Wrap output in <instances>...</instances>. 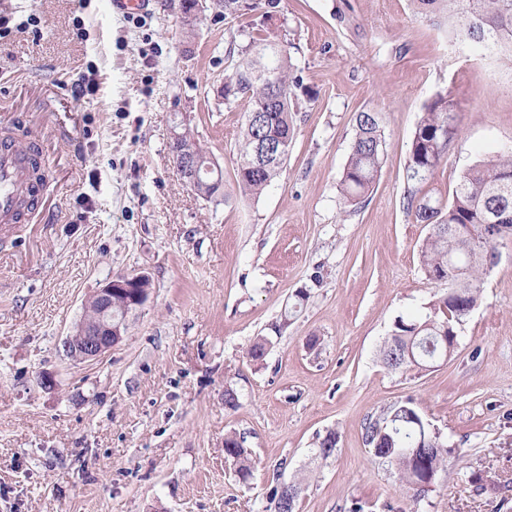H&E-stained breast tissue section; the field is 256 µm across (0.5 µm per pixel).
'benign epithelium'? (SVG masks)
Wrapping results in <instances>:
<instances>
[{
	"mask_svg": "<svg viewBox=\"0 0 512 512\" xmlns=\"http://www.w3.org/2000/svg\"><path fill=\"white\" fill-rule=\"evenodd\" d=\"M182 180L190 187L199 182V163L192 157L172 152ZM144 274H118L105 281L89 297L85 314L74 334L65 338L66 355L76 361L97 360L119 343L127 329L129 315L146 303L149 290L141 287ZM123 298L121 314L112 313V299Z\"/></svg>",
	"mask_w": 512,
	"mask_h": 512,
	"instance_id": "benign-epithelium-1",
	"label": "benign epithelium"
}]
</instances>
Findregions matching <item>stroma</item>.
<instances>
[{"label":"stroma","instance_id":"stroma-1","mask_svg":"<svg viewBox=\"0 0 512 512\" xmlns=\"http://www.w3.org/2000/svg\"><path fill=\"white\" fill-rule=\"evenodd\" d=\"M0 18V112L18 113V138L55 160L45 210L0 242V512H269L288 481L300 484L295 512L356 501L364 512H512V239L498 243L447 361L418 375L378 359L397 317L448 291L426 280L428 228L406 209L415 126L436 94L453 101L457 133L428 185L451 200L465 169L512 147L511 65L451 46L409 0H281L277 23L309 94L294 105L280 175L259 199L228 203L191 191L169 145L187 121L234 189L247 105L219 95L234 71L224 50L258 12L205 15L190 38L177 0L133 15L110 0H0ZM85 75L98 90L75 99ZM364 111L382 115L385 155L345 211L340 180ZM119 273L149 277L147 302L109 352L71 360L66 336ZM43 370L56 390L38 387ZM228 387L237 408L224 405ZM408 399L448 445L417 499L363 438ZM229 432L253 452L249 480L225 458ZM330 432L338 443L323 460ZM478 470L501 488L477 489Z\"/></svg>","mask_w":512,"mask_h":512}]
</instances>
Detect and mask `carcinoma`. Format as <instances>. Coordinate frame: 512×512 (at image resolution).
I'll return each mask as SVG.
<instances>
[{"instance_id":"cac0c4a2","label":"carcinoma","mask_w":512,"mask_h":512,"mask_svg":"<svg viewBox=\"0 0 512 512\" xmlns=\"http://www.w3.org/2000/svg\"><path fill=\"white\" fill-rule=\"evenodd\" d=\"M280 0H224V10L216 18L224 21L243 11L262 9L260 28L248 34L245 45L230 40L225 51L235 60L234 72L224 82V104L247 101L249 112L259 113L252 123H243L238 142L236 188L250 198L261 196L280 174L294 138L293 90L302 88L288 48L271 25ZM413 12L436 26H446L448 41L481 53L487 52L512 62V0H410ZM276 71L278 85L263 78L267 69ZM453 104L439 93L426 106L413 132L407 181V210L429 232L420 249V263L426 280L446 281L456 289L454 299L442 295L428 303L417 317H397L383 341L379 358L391 373L415 370L426 372L448 357L449 335L457 333L483 297L485 277L490 271L488 253L496 251L497 240L483 237L484 224H501L500 238H512V148H502L479 160L462 173L446 204L422 192V186L447 159L448 143L455 134ZM177 148L202 157H211L196 142L191 129L179 131ZM284 145L285 154L273 165H253L258 142ZM385 153L382 118L377 112H360L355 134L341 179L343 209L359 205L369 193L381 169ZM231 192L213 179H204L198 195L212 198ZM364 440L373 456L395 468L401 487L420 496L434 483L448 456L447 445L438 432L420 415L409 400L392 405L364 429ZM225 458L237 467L238 475L249 477L255 466L244 437L224 436ZM299 489L277 485L271 495V512H294L288 491Z\"/></svg>"}]
</instances>
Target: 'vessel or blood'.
Returning a JSON list of instances; mask_svg holds the SVG:
<instances>
[{
  "label": "vessel or blood",
  "instance_id": "1",
  "mask_svg": "<svg viewBox=\"0 0 512 512\" xmlns=\"http://www.w3.org/2000/svg\"><path fill=\"white\" fill-rule=\"evenodd\" d=\"M52 159L42 155L38 168L23 160L19 148H0V230L27 221L42 206L46 182L37 180V173H50Z\"/></svg>",
  "mask_w": 512,
  "mask_h": 512
}]
</instances>
